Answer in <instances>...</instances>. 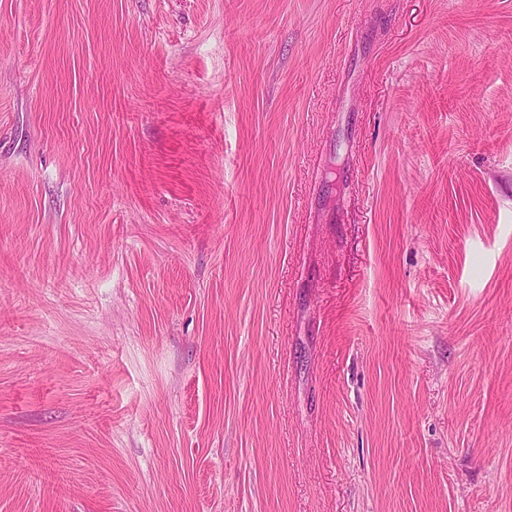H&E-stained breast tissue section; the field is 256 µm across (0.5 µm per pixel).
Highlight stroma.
<instances>
[{
  "label": "stroma",
  "mask_w": 512,
  "mask_h": 512,
  "mask_svg": "<svg viewBox=\"0 0 512 512\" xmlns=\"http://www.w3.org/2000/svg\"><path fill=\"white\" fill-rule=\"evenodd\" d=\"M0 512H512V0H0Z\"/></svg>",
  "instance_id": "obj_1"
}]
</instances>
